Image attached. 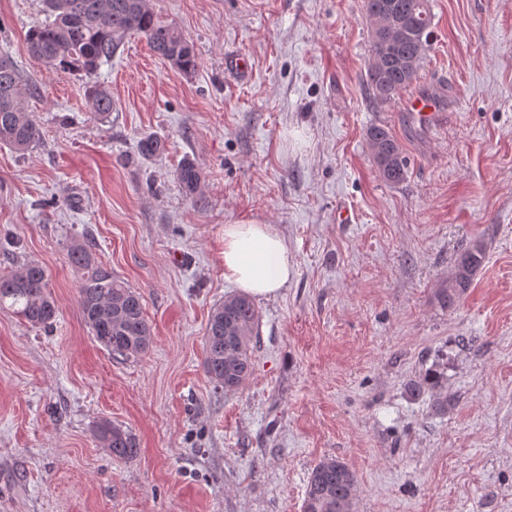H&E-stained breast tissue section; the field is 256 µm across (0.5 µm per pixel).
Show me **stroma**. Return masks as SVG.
I'll use <instances>...</instances> for the list:
<instances>
[{"instance_id": "35a3bbf8", "label": "stroma", "mask_w": 512, "mask_h": 512, "mask_svg": "<svg viewBox=\"0 0 512 512\" xmlns=\"http://www.w3.org/2000/svg\"><path fill=\"white\" fill-rule=\"evenodd\" d=\"M198 58L186 74L129 35L95 76L27 50L41 0H0V56L36 93L41 136L0 145V275L43 266L49 329L0 309V512H302L324 457L356 473L355 512H512V0H430L433 38L413 93L440 90L443 123L365 92L364 0H150ZM251 74L226 72L231 54ZM112 92L94 119L89 82ZM408 160L377 173L367 130ZM147 134L166 149L146 159ZM202 173L186 196L183 159ZM349 208L353 221L336 213ZM253 220L288 243L294 273L256 299L253 369L227 394L203 370L224 279V227ZM142 298L138 360L110 354L78 304L71 242ZM485 260L453 307L437 294L474 240ZM448 414L410 398L433 363ZM108 420L139 452L113 458ZM373 162L382 179L393 185L407 177V158L399 139L384 125H373L367 131ZM96 437L112 457L128 460L136 457L139 452L134 435L111 421H103L97 426Z\"/></svg>"}]
</instances>
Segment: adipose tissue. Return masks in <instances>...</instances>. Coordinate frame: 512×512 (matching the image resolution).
Wrapping results in <instances>:
<instances>
[{
    "mask_svg": "<svg viewBox=\"0 0 512 512\" xmlns=\"http://www.w3.org/2000/svg\"><path fill=\"white\" fill-rule=\"evenodd\" d=\"M293 269L286 241L270 225H225L224 278L243 292L259 298L276 296Z\"/></svg>",
    "mask_w": 512,
    "mask_h": 512,
    "instance_id": "obj_1",
    "label": "adipose tissue"
}]
</instances>
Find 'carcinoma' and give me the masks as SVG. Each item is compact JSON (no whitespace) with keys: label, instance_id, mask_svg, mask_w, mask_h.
Instances as JSON below:
<instances>
[{"label":"carcinoma","instance_id":"obj_1","mask_svg":"<svg viewBox=\"0 0 512 512\" xmlns=\"http://www.w3.org/2000/svg\"><path fill=\"white\" fill-rule=\"evenodd\" d=\"M429 0H365L370 25L390 14L406 19L405 33L395 43L396 64L381 57L386 35L383 28L371 29L370 61L366 86L369 101L377 107L399 99L416 82L429 47L432 24ZM47 19L31 27L27 34L30 55L52 67L75 68L87 76L112 59L125 37L143 35L151 50L183 72L197 68L193 46L172 23L159 20L147 0H42ZM34 88L24 83L14 63L0 57V144L16 152L28 151L40 138L34 115L23 105ZM92 116L112 112V94L93 82L86 88ZM373 162L382 179L393 185L405 181L407 158L399 139L384 125L367 131ZM140 153L152 158L164 150L155 135L144 136ZM176 178L188 195L198 192L202 174L189 158L179 167ZM68 257L80 272L78 302L85 322L95 339L110 353L126 360L137 359L153 343L141 296L116 277L112 269L95 261L93 243L86 239L69 246ZM485 260V248L474 242L454 264L448 287L439 292L441 303L450 308L471 287ZM9 307L33 328L52 325L57 307L48 291L47 274L37 263H26L17 271L0 276V307ZM259 310L247 296L227 297L216 306L205 334L204 372L226 392L237 390L252 371V341L258 333ZM409 392L415 399H428L433 412L446 414L456 404L448 392V377L431 368L413 380ZM96 437L113 457L132 459L139 452L134 435L110 421L101 422ZM356 473L342 460L328 456L312 469L305 491L302 512H354Z\"/></svg>","mask_w":512,"mask_h":512}]
</instances>
